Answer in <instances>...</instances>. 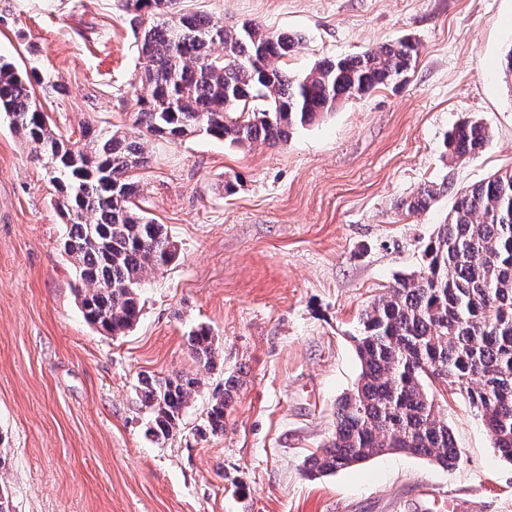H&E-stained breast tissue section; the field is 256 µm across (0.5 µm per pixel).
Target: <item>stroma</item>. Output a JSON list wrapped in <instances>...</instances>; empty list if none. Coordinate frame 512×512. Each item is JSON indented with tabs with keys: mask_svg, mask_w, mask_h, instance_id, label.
<instances>
[{
	"mask_svg": "<svg viewBox=\"0 0 512 512\" xmlns=\"http://www.w3.org/2000/svg\"><path fill=\"white\" fill-rule=\"evenodd\" d=\"M224 22L300 35L290 73L408 37L404 81L347 101L287 143L238 148L204 135L154 140L140 205L165 225L175 259L141 288L122 336L84 319L59 249V196L33 149L0 114V487L12 512H424L423 489L455 512H512V464L467 398L431 390L460 458L452 467L385 453L314 478L336 402L360 373L361 311L423 250L458 190L512 168V0H183ZM140 26L124 0H0V56L36 70L34 91L64 135L85 122L131 130ZM465 119L492 138L446 157ZM238 176L233 194L224 178ZM440 188L426 211L398 205ZM218 347L204 370L197 325ZM200 378L169 439L148 435L140 374ZM240 387L226 430L204 432L214 393ZM188 343L191 352L204 367H214L217 347L215 337L209 327L201 325L189 333Z\"/></svg>",
	"mask_w": 512,
	"mask_h": 512,
	"instance_id": "1",
	"label": "stroma"
}]
</instances>
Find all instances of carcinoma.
I'll return each mask as SVG.
<instances>
[{
    "label": "carcinoma",
    "mask_w": 512,
    "mask_h": 512,
    "mask_svg": "<svg viewBox=\"0 0 512 512\" xmlns=\"http://www.w3.org/2000/svg\"><path fill=\"white\" fill-rule=\"evenodd\" d=\"M180 0H125L149 24L138 38L142 61L136 132L85 127L70 141L36 105L31 80L0 57V112L56 169L51 181L67 233L62 252L73 261L85 320L109 335L130 331L140 288L167 266L177 245L164 225L136 204L131 172L149 163L155 139L202 133L235 147L283 144L293 130L334 112L344 101L402 80L419 48L399 40L359 54L315 63L291 75L280 60L299 37L256 22L227 26L178 7ZM222 47L215 54L212 48ZM491 139L478 120L453 127L445 153L454 161L479 155ZM439 190L424 186L400 201L425 211ZM421 269L402 274L359 317L353 337L361 371L336 405L333 439L308 460L313 476L334 473L387 451L423 456L446 467L460 458L448 422L432 407V376L450 379L512 463V170L498 171L457 195L448 221L424 248ZM191 352L211 368L217 347L209 327L189 333ZM200 381L181 375L140 379L148 431L165 439L180 427ZM240 380L224 382L206 414V430L224 433Z\"/></svg>",
    "instance_id": "1"
}]
</instances>
